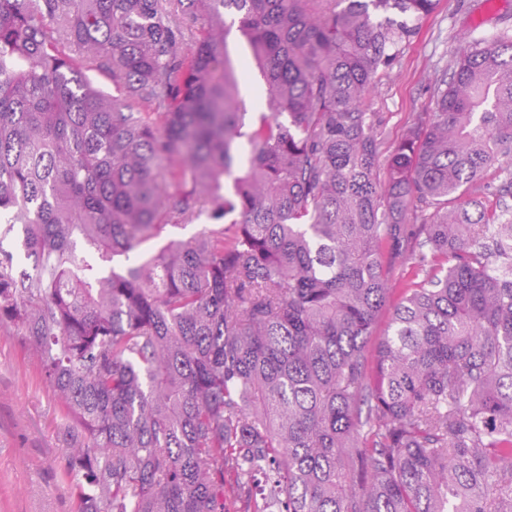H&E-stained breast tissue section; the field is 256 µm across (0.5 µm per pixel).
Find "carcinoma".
Returning a JSON list of instances; mask_svg holds the SVG:
<instances>
[{"label": "carcinoma", "mask_w": 512, "mask_h": 512, "mask_svg": "<svg viewBox=\"0 0 512 512\" xmlns=\"http://www.w3.org/2000/svg\"><path fill=\"white\" fill-rule=\"evenodd\" d=\"M439 4L0 0V240L31 263L0 251V325L71 422L75 512H512V210L477 186L512 36H463L383 175L367 111ZM203 224L215 223L213 221L208 220L205 216H203L194 224H188L187 226H167L165 229H163L161 237L159 239L149 242L144 246V248L146 250L153 251L168 239H187L194 235L197 231H199L202 228ZM393 280L395 282V288L392 293L390 294L388 308L382 312V314L379 316L376 329H375V336H383L384 332L387 329L388 321H389V312L391 308L399 303L403 296V290L401 289L411 277H412V270L410 269V265L407 263V261L399 259L396 260L393 263Z\"/></svg>", "instance_id": "1"}]
</instances>
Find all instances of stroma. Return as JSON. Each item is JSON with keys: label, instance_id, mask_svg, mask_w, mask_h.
Listing matches in <instances>:
<instances>
[{"label": "stroma", "instance_id": "obj_1", "mask_svg": "<svg viewBox=\"0 0 512 512\" xmlns=\"http://www.w3.org/2000/svg\"><path fill=\"white\" fill-rule=\"evenodd\" d=\"M512 27V0H441L401 48L392 76L368 100L393 146L416 117L433 108L431 80L449 69L460 33ZM67 421L25 337L0 326V512H74Z\"/></svg>", "mask_w": 512, "mask_h": 512}]
</instances>
